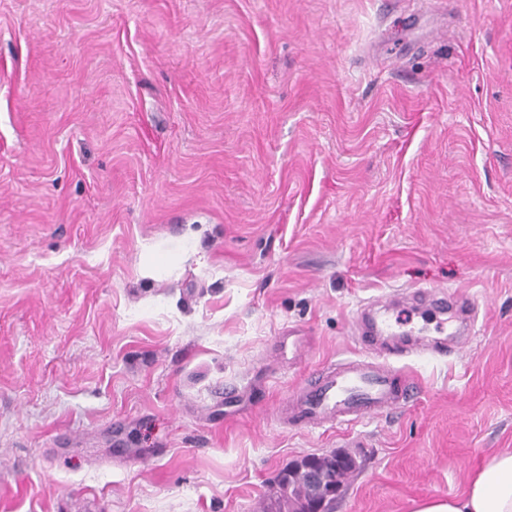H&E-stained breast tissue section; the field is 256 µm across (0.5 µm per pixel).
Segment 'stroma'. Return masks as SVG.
<instances>
[{"label":"stroma","mask_w":512,"mask_h":512,"mask_svg":"<svg viewBox=\"0 0 512 512\" xmlns=\"http://www.w3.org/2000/svg\"><path fill=\"white\" fill-rule=\"evenodd\" d=\"M426 288L471 335L365 332ZM347 357L416 399L283 428ZM507 448L512 0H0V512H264L331 454L332 512H411ZM464 298V294L454 291L453 293L430 289L425 291L407 292L403 295L404 300L417 301L421 297L428 298L430 305L439 313H446L448 310V304L456 305L457 299L455 297ZM457 306V305H456Z\"/></svg>","instance_id":"35a3bbf8"}]
</instances>
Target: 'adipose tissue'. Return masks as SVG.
Returning a JSON list of instances; mask_svg holds the SVG:
<instances>
[{
    "label": "adipose tissue",
    "instance_id": "1",
    "mask_svg": "<svg viewBox=\"0 0 512 512\" xmlns=\"http://www.w3.org/2000/svg\"><path fill=\"white\" fill-rule=\"evenodd\" d=\"M412 512H512V450L489 457L456 494L416 503Z\"/></svg>",
    "mask_w": 512,
    "mask_h": 512
}]
</instances>
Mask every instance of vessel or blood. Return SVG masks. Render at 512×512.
Wrapping results in <instances>:
<instances>
[{
  "instance_id": "1",
  "label": "vessel or blood",
  "mask_w": 512,
  "mask_h": 512,
  "mask_svg": "<svg viewBox=\"0 0 512 512\" xmlns=\"http://www.w3.org/2000/svg\"><path fill=\"white\" fill-rule=\"evenodd\" d=\"M422 297L440 313L457 302L453 293L438 289L407 295L411 301ZM409 398L388 365L345 358L320 369L313 379L296 387L281 420L287 426H352L376 414L403 408Z\"/></svg>"
}]
</instances>
